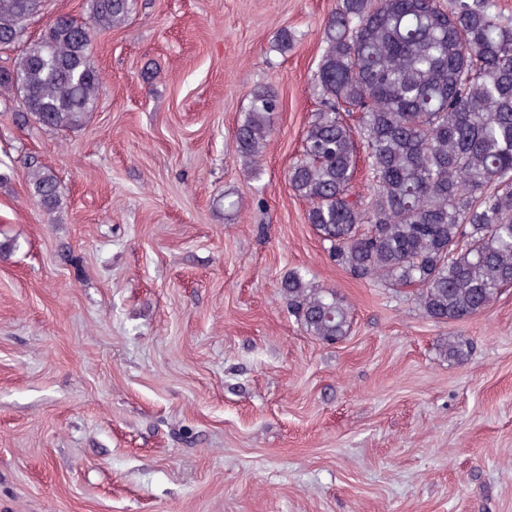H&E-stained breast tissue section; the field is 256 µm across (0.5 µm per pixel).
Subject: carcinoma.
<instances>
[{
  "mask_svg": "<svg viewBox=\"0 0 512 512\" xmlns=\"http://www.w3.org/2000/svg\"><path fill=\"white\" fill-rule=\"evenodd\" d=\"M44 0H0V47L22 41ZM89 20L53 19L0 67V97L17 99L42 127L69 131L94 111L101 77L93 37L123 24L131 0H91ZM308 123L288 184L330 257L356 279L409 288L423 315L464 321L512 286V23L497 0H339L329 18ZM280 98L256 90L235 131L251 164L273 131ZM365 153L370 197L354 196ZM36 202L61 205L55 174L30 173ZM288 308L312 336L336 343L350 307L295 271ZM465 342L441 340L458 358Z\"/></svg>",
  "mask_w": 512,
  "mask_h": 512,
  "instance_id": "carcinoma-1",
  "label": "carcinoma"
}]
</instances>
